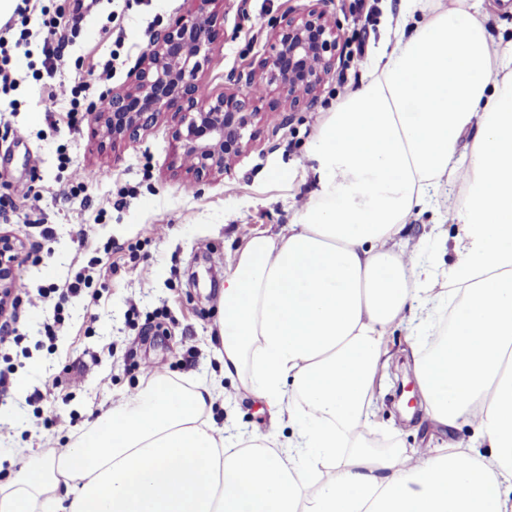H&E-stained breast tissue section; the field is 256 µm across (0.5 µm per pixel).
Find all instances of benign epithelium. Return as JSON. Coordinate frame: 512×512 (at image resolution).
Listing matches in <instances>:
<instances>
[{"label": "benign epithelium", "instance_id": "7a95c632", "mask_svg": "<svg viewBox=\"0 0 512 512\" xmlns=\"http://www.w3.org/2000/svg\"><path fill=\"white\" fill-rule=\"evenodd\" d=\"M188 8L154 40L139 60L132 86L102 91L88 113L96 133L114 142L128 140L173 107L184 112L180 161L203 179L229 169L252 138L250 127L265 82L281 90L279 111L294 112L312 100L336 62L339 24L323 8L278 23L274 43L261 60V74L231 76L235 92L214 96L199 83L202 62L217 46L211 35L222 0H186ZM23 244L0 232V301L9 304L18 288L14 264Z\"/></svg>", "mask_w": 512, "mask_h": 512}]
</instances>
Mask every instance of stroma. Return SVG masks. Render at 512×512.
I'll list each match as a JSON object with an SVG mask.
<instances>
[{
	"label": "stroma",
	"mask_w": 512,
	"mask_h": 512,
	"mask_svg": "<svg viewBox=\"0 0 512 512\" xmlns=\"http://www.w3.org/2000/svg\"><path fill=\"white\" fill-rule=\"evenodd\" d=\"M315 0H224L217 7L216 51L198 80L213 94L232 92L228 77L257 70L273 41L276 20L297 16ZM341 24L343 56L314 102L275 120L280 100L269 85L258 104L254 138L226 173L196 180L182 167L178 109L163 113L136 139L111 142L94 133L87 114L102 88H129L142 42L167 28L183 0H29L27 15H13L6 33L16 45L9 69L17 82L0 91V231L23 240L16 265L29 294L18 297L21 346L0 348V370L25 380L23 392L0 395V457L30 448L41 454L64 447L95 416L122 402L145 380V368L172 378L219 373L216 324L221 282L234 270L248 240L292 223L312 195L316 160L310 146L319 126L370 73L369 63L401 27V0H325ZM55 24L59 56L46 70L37 30ZM111 63L112 78L94 74ZM77 115H69L70 104ZM462 186L448 187L439 204L414 211L403 233L422 247L426 261L449 268L459 224L448 221ZM51 227L41 237L34 221ZM89 289L64 304L54 339L44 326L52 303L38 289L64 288L81 269ZM414 331L390 327L385 357L373 384L372 451L475 446L474 429L460 423L435 430L424 407L412 417L397 395L399 373H411ZM211 419L234 432H254L267 419L259 401L241 397L224 380Z\"/></svg>",
	"instance_id": "stroma-1"
}]
</instances>
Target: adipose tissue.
Wrapping results in <instances>:
<instances>
[{"label":"adipose tissue","instance_id":"1","mask_svg":"<svg viewBox=\"0 0 512 512\" xmlns=\"http://www.w3.org/2000/svg\"><path fill=\"white\" fill-rule=\"evenodd\" d=\"M462 2L378 54L311 144L316 196L225 280L217 352L264 400L266 431L224 435L215 381L153 373L56 455L19 453L0 512H512V39L491 44L483 0ZM455 184L461 235L439 271L395 241ZM446 301L448 333L415 378L431 422L475 424L491 454H375L385 333L427 335Z\"/></svg>","mask_w":512,"mask_h":512}]
</instances>
